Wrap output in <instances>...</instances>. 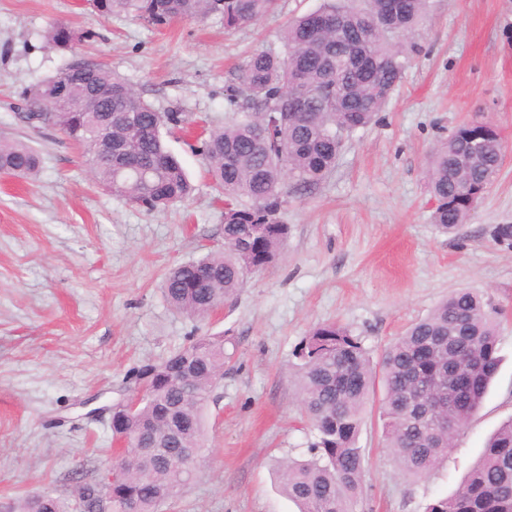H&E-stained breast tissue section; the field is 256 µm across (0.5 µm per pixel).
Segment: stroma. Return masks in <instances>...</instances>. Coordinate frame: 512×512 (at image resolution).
I'll use <instances>...</instances> for the list:
<instances>
[{
	"label": "stroma",
	"mask_w": 512,
	"mask_h": 512,
	"mask_svg": "<svg viewBox=\"0 0 512 512\" xmlns=\"http://www.w3.org/2000/svg\"><path fill=\"white\" fill-rule=\"evenodd\" d=\"M324 2L278 0L228 33L217 15L157 28L124 14L97 17L85 0H0V138L28 143L42 160L35 180L0 175V512H14L25 494L64 495L95 477L112 434L108 418H87L86 401L132 398L141 366L216 333L226 358L205 410V458L159 512H297L274 468L306 456L314 440L292 367L319 324L348 328L376 358L455 291L507 309L498 376L428 479L399 474L378 414H367L357 512H423L456 489L487 437L512 418V248L493 235L512 224V0H429L417 50L379 121L350 136L320 186L289 194L278 262L203 319L177 314L161 292L168 267L224 245V204L196 133L167 138L193 196L148 213L99 188L60 131L32 133L15 115L22 90L69 59L43 38L62 20L92 33L80 57L108 65L158 111L223 124L247 55L280 49L286 21ZM471 121L492 122L507 151L477 208L448 235L431 219L428 159Z\"/></svg>",
	"instance_id": "stroma-1"
}]
</instances>
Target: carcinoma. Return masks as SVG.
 <instances>
[{
	"instance_id": "cac0c4a2",
	"label": "carcinoma",
	"mask_w": 512,
	"mask_h": 512,
	"mask_svg": "<svg viewBox=\"0 0 512 512\" xmlns=\"http://www.w3.org/2000/svg\"><path fill=\"white\" fill-rule=\"evenodd\" d=\"M102 16L128 14L153 27L175 19L219 15L224 28H243L276 0H88ZM427 0H404L391 14L385 0H327L282 29L284 53L253 52L232 88L234 109L222 125L205 129L198 152L213 185L224 194V249L173 265L163 295L174 311L201 319L243 287L248 275L272 266L289 227L280 214L288 189L309 191L336 166L354 130L379 118L399 84ZM86 32L59 21L45 31L70 60L28 86L20 119L39 134L62 131L80 147L84 164L105 191L147 212L161 211L192 192L187 173L162 130L183 128L185 117L160 112L112 70L90 63L100 95L73 81L70 111L38 119L43 87L72 71ZM314 101L295 115L296 75ZM489 129L460 125L435 150L429 169L432 222L452 234L495 181L501 162L474 139ZM38 153L23 142L0 140V173L35 178ZM484 296L452 293L412 324L373 363L360 337L334 323L313 328L299 351L301 408L315 433L311 456L277 468L281 491L298 512H355L363 490L365 451L358 436L367 404L381 383L385 447L402 475L421 478L448 457L454 438L481 408L501 363L496 315ZM224 335L201 336L137 373L147 391L136 408L112 410V440L126 447L102 465L97 479L62 497L51 490L22 499L20 512H111L131 502L134 512H158L192 480L193 451L205 446L204 409L224 375ZM425 512H512V418L488 438L458 488Z\"/></svg>"
}]
</instances>
